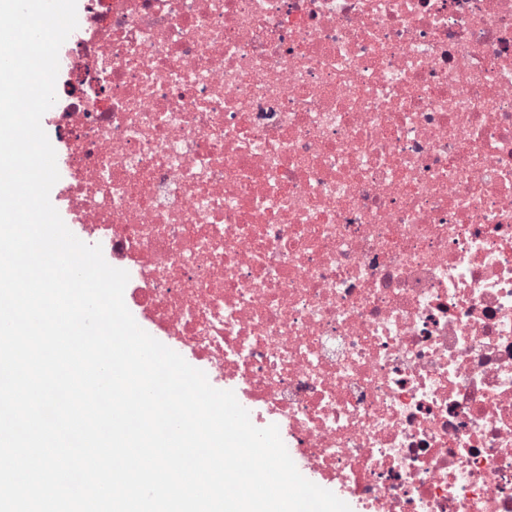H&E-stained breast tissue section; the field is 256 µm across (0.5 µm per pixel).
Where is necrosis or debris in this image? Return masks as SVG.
Masks as SVG:
<instances>
[{
    "label": "necrosis or debris",
    "mask_w": 512,
    "mask_h": 512,
    "mask_svg": "<svg viewBox=\"0 0 512 512\" xmlns=\"http://www.w3.org/2000/svg\"><path fill=\"white\" fill-rule=\"evenodd\" d=\"M59 70L131 313L356 512H512V0H83Z\"/></svg>",
    "instance_id": "obj_1"
}]
</instances>
